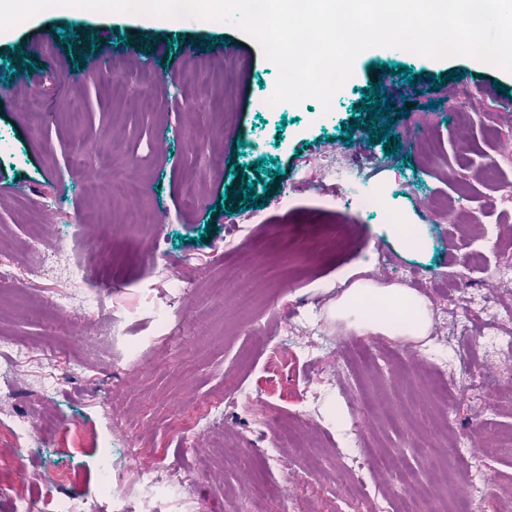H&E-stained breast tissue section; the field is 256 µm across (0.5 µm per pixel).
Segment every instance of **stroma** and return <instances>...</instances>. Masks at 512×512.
<instances>
[{"instance_id": "1", "label": "stroma", "mask_w": 512, "mask_h": 512, "mask_svg": "<svg viewBox=\"0 0 512 512\" xmlns=\"http://www.w3.org/2000/svg\"><path fill=\"white\" fill-rule=\"evenodd\" d=\"M66 26L80 38L65 43ZM220 37L223 52L209 44ZM103 47L115 70L95 65ZM396 64L417 74L416 87L392 73ZM276 76L256 40L214 19L154 25L51 10L0 39V265L9 268L0 342L21 350L13 363L0 359V419L22 427L25 460L38 474L21 481L5 460L12 440L4 435L0 484L23 483L29 512H45L50 497L82 495L93 512H110L113 495L134 498L132 485L105 490L99 481L102 468L135 467L131 436L165 475L192 485L184 500H161V512H277L285 496L304 512H393L401 490L374 461L400 451L424 477L438 476L415 452L418 440L445 445L466 512H496L495 490L512 487V453L479 443L481 425L512 432V405L502 401L512 392V349L494 339L486 315L445 295L429 300L428 342L359 335L375 357L366 370L340 351L354 327L332 314L343 289L362 279L410 290L458 279L463 292L512 304V289L496 285L512 271V162L487 131L495 124L512 138V71L378 47L356 59L327 112L313 99L259 107ZM377 82L390 106L407 109L392 123L402 145L392 156L366 130L342 138ZM464 90L478 108L464 104ZM147 94L154 108L143 107ZM75 140L87 153L81 168ZM107 157L126 193L88 198L89 173ZM270 157L282 176L263 208L222 211L238 181L234 165ZM339 161L357 190L387 199L393 221L365 214L325 178ZM197 190L204 206H188L186 194ZM435 196L477 225L430 222L423 204ZM160 207L168 223L123 231L128 209ZM87 210L109 227L75 254L88 281L56 265L29 279L28 245L71 238ZM398 223L411 225L417 248L395 233ZM486 229L483 263L467 267ZM243 288L255 295L252 310L235 302ZM65 297L73 309L61 316L54 303ZM93 297L112 323L110 340L79 330ZM428 367L462 388L450 425L427 419L416 400ZM214 400L219 423L187 440L180 421ZM115 410L128 414L130 435L113 434ZM42 418L55 419L56 430L39 432ZM283 421L296 444L278 459ZM351 454L358 463L348 476L341 468ZM202 455L215 461L205 477L195 472Z\"/></svg>"}]
</instances>
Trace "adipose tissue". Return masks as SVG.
<instances>
[{"label": "adipose tissue", "instance_id": "1", "mask_svg": "<svg viewBox=\"0 0 512 512\" xmlns=\"http://www.w3.org/2000/svg\"><path fill=\"white\" fill-rule=\"evenodd\" d=\"M336 315L355 317L362 332L419 339L428 335L431 319L423 297L394 286L354 283L336 302Z\"/></svg>", "mask_w": 512, "mask_h": 512}]
</instances>
